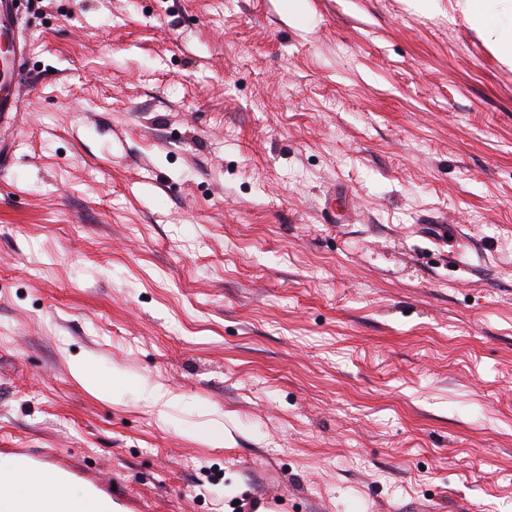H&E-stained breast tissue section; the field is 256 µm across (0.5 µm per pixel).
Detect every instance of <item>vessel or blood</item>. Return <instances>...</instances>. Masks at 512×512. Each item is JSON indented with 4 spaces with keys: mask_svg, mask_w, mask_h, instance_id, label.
Masks as SVG:
<instances>
[{
    "mask_svg": "<svg viewBox=\"0 0 512 512\" xmlns=\"http://www.w3.org/2000/svg\"><path fill=\"white\" fill-rule=\"evenodd\" d=\"M9 454L11 467L0 469V483L15 477L32 474L47 478V485L38 491L22 494L0 512H78L76 504L61 491L62 485L72 479L86 482L102 502V512H112L113 489L111 479L92 470L80 458L63 454L54 448H13Z\"/></svg>",
    "mask_w": 512,
    "mask_h": 512,
    "instance_id": "vessel-or-blood-1",
    "label": "vessel or blood"
}]
</instances>
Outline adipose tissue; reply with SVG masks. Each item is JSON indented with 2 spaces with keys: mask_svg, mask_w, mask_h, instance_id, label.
<instances>
[{
  "mask_svg": "<svg viewBox=\"0 0 512 512\" xmlns=\"http://www.w3.org/2000/svg\"><path fill=\"white\" fill-rule=\"evenodd\" d=\"M455 7L495 55L512 64V0H456Z\"/></svg>",
  "mask_w": 512,
  "mask_h": 512,
  "instance_id": "ef3b65f1",
  "label": "adipose tissue"
}]
</instances>
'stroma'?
I'll return each mask as SVG.
<instances>
[{"mask_svg": "<svg viewBox=\"0 0 512 512\" xmlns=\"http://www.w3.org/2000/svg\"><path fill=\"white\" fill-rule=\"evenodd\" d=\"M453 3L14 0L0 448L149 512H512V67Z\"/></svg>", "mask_w": 512, "mask_h": 512, "instance_id": "obj_1", "label": "stroma"}]
</instances>
